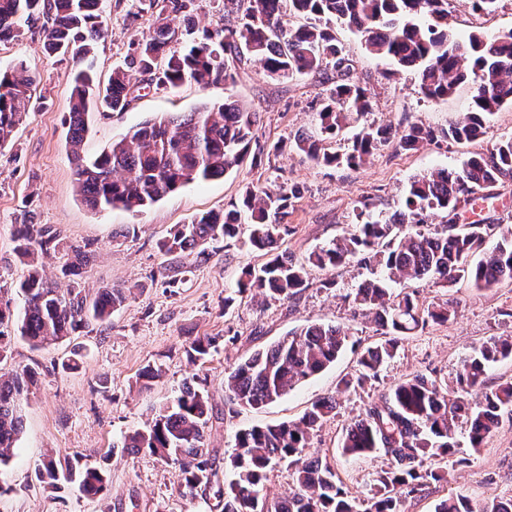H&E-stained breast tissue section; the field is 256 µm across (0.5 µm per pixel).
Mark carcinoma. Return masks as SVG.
Instances as JSON below:
<instances>
[{
    "mask_svg": "<svg viewBox=\"0 0 512 512\" xmlns=\"http://www.w3.org/2000/svg\"><path fill=\"white\" fill-rule=\"evenodd\" d=\"M102 2L0 0V41L20 37L24 28L44 18V51L68 55L74 63L67 142L81 196L93 209L138 211L185 185L222 177L243 162L255 138V114L228 97L217 106L205 103L191 112L146 120L94 159H85L79 148L90 106L125 110L144 75L150 84L165 88L186 80L233 85L235 63L244 59L259 63L272 78L288 80L319 74L330 65L336 81L316 112L320 137H299L290 148L322 166L368 164L396 136L390 124L362 122L372 108L370 92L350 78L349 64L333 33L336 23L361 33L369 51L415 71L421 92L429 98H445L459 83L471 81V111L446 129L409 126L398 136L405 150L439 140L481 139L487 135L486 116L512 105V32L492 39L471 34L458 40L448 31V0H224L219 21L180 52L171 50L180 40L171 17H181L185 31L194 30V0H149L156 14L152 33L130 42L125 66L114 68L104 87L95 82L93 53L103 33ZM292 16L306 23L296 26ZM36 82V75L21 61L0 70V148L33 108ZM346 133L351 145L342 153L331 150L329 144ZM511 178L510 134L493 140L487 152L469 156L458 169L414 177L405 209L392 222L374 218L370 205L362 203L356 222L310 252L304 264L277 251L299 195L295 186L249 187L240 204L175 226L157 248L167 257L164 270L182 266L207 255L211 244L235 238L246 214L251 224L246 245L267 260L242 271L241 291L255 288L267 298L290 300L308 287L310 268L329 272L352 261L379 268L380 276L358 288L352 303L373 316L384 340L361 354L356 375L341 380L339 390L347 391L377 378L404 336L429 321L444 323L454 314L447 303L425 307L410 293H393L390 284L426 279L449 288L467 278L478 288H490L512 281V224L453 220L459 209L475 205L481 192ZM434 212L446 218L441 231H423ZM15 251L31 260L38 252L62 251L68 256L63 271L70 276L80 275L89 259L87 250L63 242L46 224L19 225ZM19 292L24 297L19 316H14L9 301L0 307V341L6 338L4 329L15 325L32 347L41 348L82 328H107L131 289L104 288L91 295L74 287L62 293L32 267ZM348 339L347 331L328 323L288 332L228 372L230 399L241 407L258 408L282 398L334 363ZM212 345L208 337L196 338L187 353L202 359ZM511 357L512 339L492 338L472 348L451 388L414 376L392 387L381 404L353 418L342 435L341 453L355 457L381 451L390 460L363 499L348 494L330 462L304 455L312 435L336 410L333 396L313 402L296 421L237 432L225 465L232 479L225 487L218 483L206 448L208 397L190 382L151 422L124 435L121 447L172 464L180 495L192 500L208 491L220 512H401L403 498L432 481L445 480V474L420 465L426 459L456 455L458 422L467 424L470 447L477 450L503 414L512 415V382L490 386L486 380L493 365ZM35 376V370L26 367L7 379L0 377V495L13 491L8 464L22 432L17 401ZM83 459L82 454L63 460L47 457L35 468L34 480L43 488L74 484L83 496H99L106 489L104 470ZM281 462L291 469L292 486L287 495L269 501L263 494L268 474ZM434 512L474 510L466 497L456 495L440 500Z\"/></svg>",
    "mask_w": 512,
    "mask_h": 512,
    "instance_id": "1",
    "label": "carcinoma"
}]
</instances>
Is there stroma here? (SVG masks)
I'll list each match as a JSON object with an SVG mask.
<instances>
[{
    "instance_id": "1",
    "label": "stroma",
    "mask_w": 512,
    "mask_h": 512,
    "mask_svg": "<svg viewBox=\"0 0 512 512\" xmlns=\"http://www.w3.org/2000/svg\"><path fill=\"white\" fill-rule=\"evenodd\" d=\"M131 4L132 0H108L103 16L106 34L95 49L100 81L108 80L130 41L152 24L150 11L131 17ZM448 29L459 36L475 32L488 38L510 32L512 0H498L495 12L488 15L474 12L470 0H449ZM334 33L353 78L371 92L368 121L439 129L464 117L471 83L459 84L445 99L425 98L412 72L371 54L357 32L338 24ZM42 39L43 26L38 23L23 39L0 42L1 69L22 60L38 76L34 110L0 150V287L7 289L14 307H22L16 286L27 268L14 248L19 224L29 221L51 225L69 243L89 246L91 262L75 282L86 293L104 286H131L135 292L104 331L78 332L39 351L12 335L0 374L8 376L35 363L39 377L18 402L24 432L9 465L13 490L0 496V512H216L212 496L188 500L180 495L172 465L119 447L122 436L143 427L189 380L207 394L212 406L206 443L219 478L228 476L224 460L237 432L299 419L313 401L332 395L336 412L313 437L309 453L330 461L351 495H370L388 458L381 452L361 458L341 454L338 445L350 419L379 403L401 380L421 375L452 382L471 347L493 336L512 337V282L482 289L466 280L449 288L426 280L409 282L420 304L453 300L455 318L416 329L377 379L342 393L339 381L355 374L361 352L380 339L372 319L356 312L350 299L353 289L371 277L372 267L352 263L329 273L311 270L308 288L293 299L278 301L237 291L242 269L265 261L243 246L247 230H240L238 238L213 250L209 258L189 264L172 286L160 273L163 258L157 243L175 225L239 201L247 186L285 182L299 187L301 194L279 249L299 264L316 246L354 223L360 201L370 202L380 217L394 218L403 209L413 177L440 167H460L470 154L485 152L488 139L442 141L416 152L391 143L363 168L319 166L291 151L289 144L301 134L319 136L316 103L331 87L334 71L276 80L258 63L245 61L237 66L234 85L187 81L168 90L150 87L136 92L127 111L92 114L83 145L84 157L90 158L146 119L188 112L204 103L220 104L230 96L258 115L257 144L240 166L224 177L189 184L139 212L93 210L78 193L75 163L66 143L73 64L45 56ZM276 142L285 148L274 155L268 148ZM461 221L512 224V180L490 188L487 198ZM62 264L61 256L44 258L41 272L64 291L75 283L62 276ZM328 278L335 280V287H324ZM228 296L234 299L229 306L224 303ZM311 323H331L349 331V343L333 365L263 407L244 408L229 401L224 379L231 368L254 350ZM202 336L213 337L215 344L204 359L191 360L186 349ZM74 353L79 356L78 369H62V362ZM149 364L160 365L163 375L145 390L139 374ZM467 431L465 423H458L460 464L448 466L445 481L404 498L403 512H434L440 499L456 494L466 496L476 508L512 497V418L503 417L476 451L469 446ZM78 453L105 469L103 495L87 499L70 486L30 487L33 470L45 455L64 458Z\"/></svg>"
}]
</instances>
